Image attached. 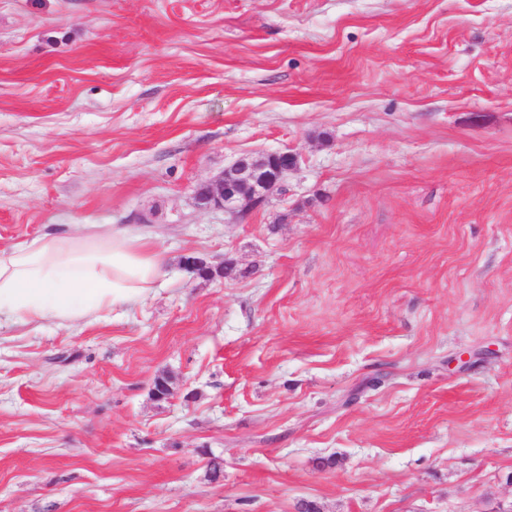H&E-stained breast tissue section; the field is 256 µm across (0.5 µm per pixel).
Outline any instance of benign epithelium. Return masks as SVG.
Segmentation results:
<instances>
[{"mask_svg": "<svg viewBox=\"0 0 512 512\" xmlns=\"http://www.w3.org/2000/svg\"><path fill=\"white\" fill-rule=\"evenodd\" d=\"M297 164V156L288 151L244 154L219 175L201 183L195 203L200 209H222L236 218L244 217L264 204Z\"/></svg>", "mask_w": 512, "mask_h": 512, "instance_id": "obj_1", "label": "benign epithelium"}]
</instances>
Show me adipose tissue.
Wrapping results in <instances>:
<instances>
[{
	"label": "adipose tissue",
	"mask_w": 512,
	"mask_h": 512,
	"mask_svg": "<svg viewBox=\"0 0 512 512\" xmlns=\"http://www.w3.org/2000/svg\"><path fill=\"white\" fill-rule=\"evenodd\" d=\"M165 259L139 230L97 225L0 249V320L70 326L151 294Z\"/></svg>",
	"instance_id": "1"
}]
</instances>
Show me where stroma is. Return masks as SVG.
Returning a JSON list of instances; mask_svg holds the SVG:
<instances>
[{
    "label": "stroma",
    "mask_w": 512,
    "mask_h": 512,
    "mask_svg": "<svg viewBox=\"0 0 512 512\" xmlns=\"http://www.w3.org/2000/svg\"><path fill=\"white\" fill-rule=\"evenodd\" d=\"M59 224L167 263L0 324V512H512V0H0V249ZM298 164L288 151L244 154L219 175L199 185L195 203L200 209H223L241 218L258 209Z\"/></svg>",
    "instance_id": "1"
}]
</instances>
